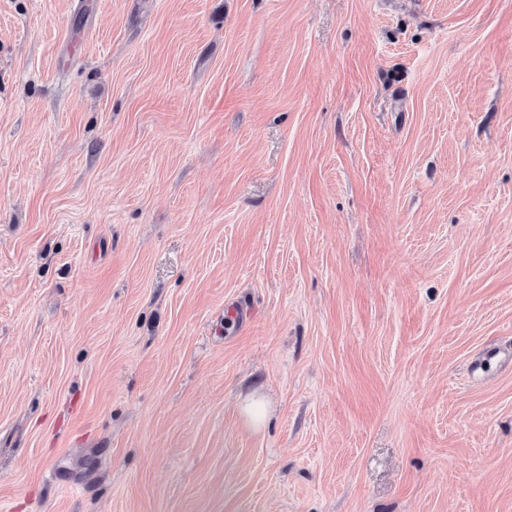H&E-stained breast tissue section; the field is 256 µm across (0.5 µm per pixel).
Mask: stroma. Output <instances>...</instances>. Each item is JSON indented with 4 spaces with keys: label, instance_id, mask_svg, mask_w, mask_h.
Masks as SVG:
<instances>
[{
    "label": "stroma",
    "instance_id": "1",
    "mask_svg": "<svg viewBox=\"0 0 512 512\" xmlns=\"http://www.w3.org/2000/svg\"><path fill=\"white\" fill-rule=\"evenodd\" d=\"M509 353L512 0H0V512H512Z\"/></svg>",
    "mask_w": 512,
    "mask_h": 512
}]
</instances>
